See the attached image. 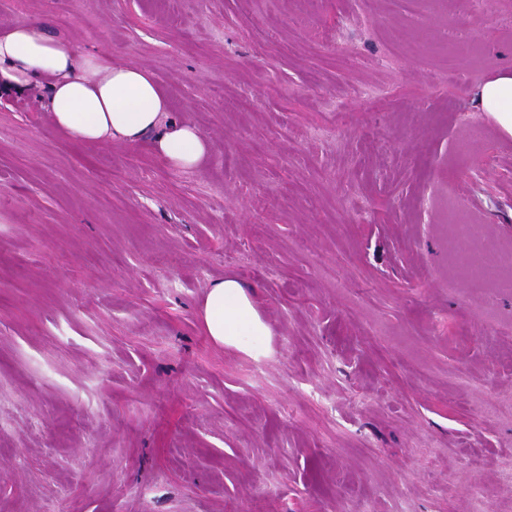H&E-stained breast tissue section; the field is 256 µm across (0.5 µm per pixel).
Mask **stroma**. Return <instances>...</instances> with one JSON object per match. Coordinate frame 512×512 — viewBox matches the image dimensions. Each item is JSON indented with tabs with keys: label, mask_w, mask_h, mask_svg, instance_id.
Returning <instances> with one entry per match:
<instances>
[{
	"label": "stroma",
	"mask_w": 512,
	"mask_h": 512,
	"mask_svg": "<svg viewBox=\"0 0 512 512\" xmlns=\"http://www.w3.org/2000/svg\"><path fill=\"white\" fill-rule=\"evenodd\" d=\"M27 19L210 149L0 94V512H512V136L479 104L512 0H0ZM227 277L265 356L202 327Z\"/></svg>",
	"instance_id": "stroma-1"
}]
</instances>
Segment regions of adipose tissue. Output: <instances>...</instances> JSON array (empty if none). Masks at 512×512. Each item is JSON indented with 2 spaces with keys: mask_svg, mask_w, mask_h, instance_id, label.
I'll return each mask as SVG.
<instances>
[{
  "mask_svg": "<svg viewBox=\"0 0 512 512\" xmlns=\"http://www.w3.org/2000/svg\"><path fill=\"white\" fill-rule=\"evenodd\" d=\"M35 86L46 87L52 123L70 141H145L180 170L198 168L208 155L206 137L173 114L145 68L115 65L101 54H78L35 22L0 29V93ZM479 101L482 111L512 136V68L486 81ZM202 321L215 343L254 356L265 354L270 330L239 280L227 278L209 288Z\"/></svg>",
  "mask_w": 512,
  "mask_h": 512,
  "instance_id": "1",
  "label": "adipose tissue"
}]
</instances>
